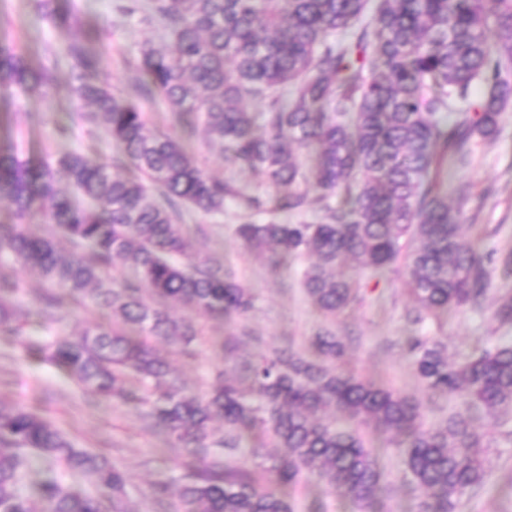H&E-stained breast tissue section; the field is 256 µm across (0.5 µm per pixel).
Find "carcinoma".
<instances>
[{"label":"carcinoma","instance_id":"cac0c4a2","mask_svg":"<svg viewBox=\"0 0 512 512\" xmlns=\"http://www.w3.org/2000/svg\"><path fill=\"white\" fill-rule=\"evenodd\" d=\"M36 7L74 26L52 0ZM125 10L144 11L167 39L142 46L136 93L160 94L184 136L203 128L225 162L275 191L252 195L205 176L180 140L110 90L86 42L68 38L62 49L77 97L92 107L72 118L111 138L119 155L107 163L72 152L34 165L0 147V197L14 206L13 223L0 225V256L64 288L19 319L12 299L20 284L1 274L0 338L54 362L94 398L146 410L184 451L185 481L163 487L176 498L174 512H295L292 493L304 478L372 512L377 457L361 434L327 421L330 408L404 449L410 483L421 490L415 512H456L460 497L483 483L490 448L472 410L512 412L511 344L456 362L444 341L412 337L424 387L467 405L428 425L415 400L330 368L343 355L330 331L315 336L310 358L273 349L191 393L168 379L153 341L172 339L191 357L201 339L164 302L229 321L253 310L254 294L202 262L178 222L182 206L222 214L229 198L254 213L300 214L316 193L322 215L313 223L246 222L235 232L268 254L275 271L295 255L314 256L303 286L325 316L361 299L356 281L336 275L341 260L379 273L403 258L414 322L481 307L492 270L477 244L462 243L460 209L448 207L439 174L448 151L465 162L512 106V0H129ZM57 64L50 52L31 68L0 38L1 87H49ZM246 100L265 111H247ZM294 147L313 154L309 174ZM338 192L346 203L333 206ZM34 214L48 226L42 237L26 228ZM126 266L135 280L117 276ZM67 304L104 309L112 320L57 339L51 309ZM34 453L94 487L45 482L43 512H130L122 470L74 447L34 408L3 401L0 512H35L20 489Z\"/></svg>","mask_w":512,"mask_h":512}]
</instances>
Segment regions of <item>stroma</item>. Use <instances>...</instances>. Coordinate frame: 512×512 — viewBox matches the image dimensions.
Segmentation results:
<instances>
[{"instance_id": "obj_1", "label": "stroma", "mask_w": 512, "mask_h": 512, "mask_svg": "<svg viewBox=\"0 0 512 512\" xmlns=\"http://www.w3.org/2000/svg\"><path fill=\"white\" fill-rule=\"evenodd\" d=\"M126 3L127 0L53 2L58 13L76 11L78 33L96 31L89 47L99 56L113 88L124 94L130 93L136 81L140 48L148 42L158 46L163 43L158 24L148 20L144 12H124ZM1 22L11 24L17 45L32 65H39L48 51L61 48L58 30L39 15L34 0H0ZM76 86L69 65L63 63L47 95L20 96L14 89L0 88V142L13 143L23 157L34 162L49 153L73 151L111 161L116 154L113 142L102 135L90 136L86 128L72 121L77 106ZM186 145L207 175L247 187L256 195L270 194L271 187L261 176L225 164L218 147L209 143L204 132H196ZM441 178L448 188L449 202L463 204L466 240H479L491 267H498L500 257L512 251V109L502 113L498 134L475 147L470 164L461 166L448 161ZM318 209L313 202L300 215L254 216L232 199L226 201L220 216L183 209L182 223L201 227L206 234L198 247L200 258L219 262L226 277L252 289L255 307L241 323L198 318L208 343L200 347L195 359L175 354L173 345L166 342L157 343L159 354L170 363L181 383L200 390L224 366V353L214 348V341L236 336L239 344L235 356L243 362L276 347L307 352L311 339L327 327L345 346L338 369L418 399L429 419L457 410L456 399L433 395L422 387L405 341L410 336L443 339L449 356L456 360L478 343L488 347L512 343V321L500 320L494 314L495 300L512 291V279L495 275L481 308L467 307L412 325L405 318L412 302L401 272L389 269L373 276L346 264L342 272L358 282L363 300L336 321H327L302 287L303 272L311 262L309 256L289 259L287 268L275 274L266 259L250 252L235 234L236 225L251 220L312 222ZM1 274L20 282L16 305L22 313L39 307L43 296L52 290L38 271L7 257L0 258ZM0 399L36 408L76 447L104 454L124 470L132 512H155L156 486L174 485L183 479L179 452L165 446L139 410L90 397L55 364L28 358L1 344ZM478 424L491 442L486 475L479 490L462 497L458 512H512V420L483 416ZM370 440L382 482L388 488L375 503L376 512H412L420 492L405 475L403 449L384 444L375 434ZM294 503L297 512H353L346 499L314 479L297 486Z\"/></svg>"}]
</instances>
